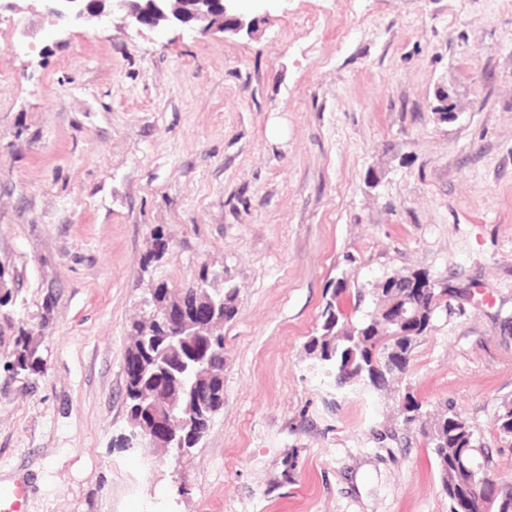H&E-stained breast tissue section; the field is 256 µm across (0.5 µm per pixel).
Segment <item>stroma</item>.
<instances>
[{
    "label": "stroma",
    "mask_w": 512,
    "mask_h": 512,
    "mask_svg": "<svg viewBox=\"0 0 512 512\" xmlns=\"http://www.w3.org/2000/svg\"><path fill=\"white\" fill-rule=\"evenodd\" d=\"M243 8L237 36L0 14V483L27 512H448L409 392L512 490V8ZM417 269L454 295L407 373L324 381L305 344L337 281ZM204 271L237 290L224 406L188 458L128 447L129 325ZM23 331L42 373L4 367Z\"/></svg>",
    "instance_id": "35a3bbf8"
}]
</instances>
